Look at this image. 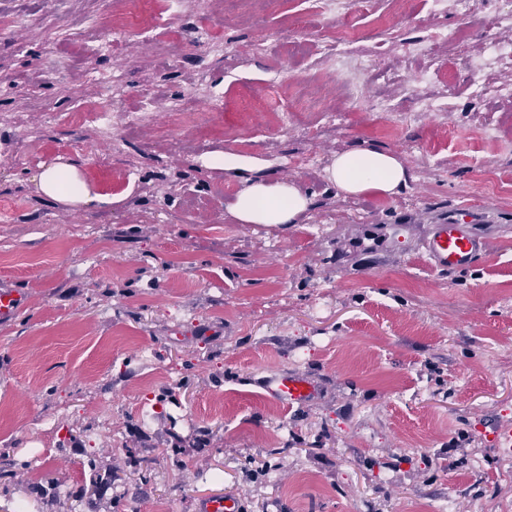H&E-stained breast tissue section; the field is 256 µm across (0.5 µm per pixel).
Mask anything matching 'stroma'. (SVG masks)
Listing matches in <instances>:
<instances>
[{
	"instance_id": "1",
	"label": "stroma",
	"mask_w": 512,
	"mask_h": 512,
	"mask_svg": "<svg viewBox=\"0 0 512 512\" xmlns=\"http://www.w3.org/2000/svg\"><path fill=\"white\" fill-rule=\"evenodd\" d=\"M347 2L355 87L319 49L336 24L312 0H187L172 43L144 22L113 33L107 0H0V284L27 296L0 323V448L30 481H62L44 512H76L84 448L117 471L119 512L224 495L243 512H512V452L493 442L512 427V100L471 92L512 82L510 59L472 66L512 42V0H476L467 18ZM115 70V109L155 103L119 145L53 120ZM313 74L321 114L298 129L274 89ZM437 96L445 111H423ZM173 98L196 122L166 111ZM362 149L396 155L406 188L338 194L325 167ZM223 152L300 183L305 218L236 223L241 179L206 163ZM59 159L117 203L44 198L34 177ZM465 203L485 215L486 253L435 272L424 243ZM279 370L311 376L319 398H264L257 378ZM164 387L178 404H155ZM70 432L78 447L59 452ZM134 455L152 460L147 485Z\"/></svg>"
}]
</instances>
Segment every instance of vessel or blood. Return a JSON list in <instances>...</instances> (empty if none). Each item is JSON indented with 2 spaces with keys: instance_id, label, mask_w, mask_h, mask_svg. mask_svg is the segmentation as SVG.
Returning <instances> with one entry per match:
<instances>
[{
  "instance_id": "1",
  "label": "vessel or blood",
  "mask_w": 512,
  "mask_h": 512,
  "mask_svg": "<svg viewBox=\"0 0 512 512\" xmlns=\"http://www.w3.org/2000/svg\"><path fill=\"white\" fill-rule=\"evenodd\" d=\"M482 217L474 209H458L437 224L424 250L432 270L451 272L472 267L483 256L486 241L477 231ZM26 297L13 288L0 289V322H9L25 307ZM264 395L276 402L293 405L313 402L317 385L308 377L280 371L263 380Z\"/></svg>"
}]
</instances>
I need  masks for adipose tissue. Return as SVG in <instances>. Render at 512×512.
I'll return each instance as SVG.
<instances>
[{"label": "adipose tissue", "mask_w": 512, "mask_h": 512, "mask_svg": "<svg viewBox=\"0 0 512 512\" xmlns=\"http://www.w3.org/2000/svg\"><path fill=\"white\" fill-rule=\"evenodd\" d=\"M208 163L246 174L241 189L227 206L237 223L293 224L310 207L309 195L300 185L248 176L252 165L248 158L221 153L210 156ZM410 178L409 170L400 160L377 149L337 154L326 170L327 181L346 196H393L407 186ZM37 187L43 195L63 203L109 205L115 201L111 194L91 191L80 169L70 163L44 166L37 176Z\"/></svg>", "instance_id": "adipose-tissue-1"}]
</instances>
